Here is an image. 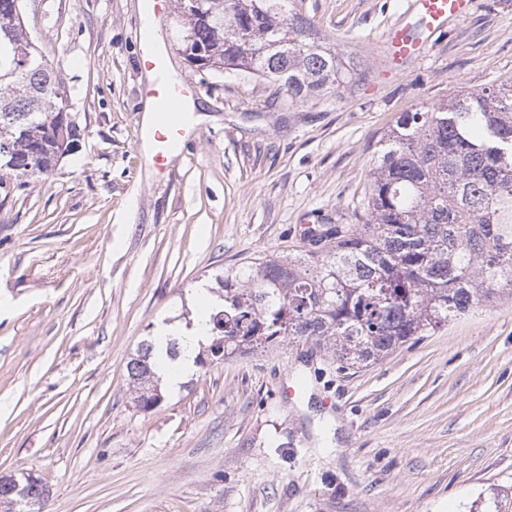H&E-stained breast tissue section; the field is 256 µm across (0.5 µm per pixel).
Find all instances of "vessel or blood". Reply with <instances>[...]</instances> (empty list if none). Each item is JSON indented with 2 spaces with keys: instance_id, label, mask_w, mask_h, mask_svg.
Wrapping results in <instances>:
<instances>
[{
  "instance_id": "1",
  "label": "vessel or blood",
  "mask_w": 512,
  "mask_h": 512,
  "mask_svg": "<svg viewBox=\"0 0 512 512\" xmlns=\"http://www.w3.org/2000/svg\"><path fill=\"white\" fill-rule=\"evenodd\" d=\"M472 0H408L404 16L391 25L385 36L388 56L387 68L402 72L410 63L421 57L430 38L444 33L449 20L467 16ZM141 56L145 67L162 70L163 55L153 43L151 29L139 35ZM192 89L179 81L160 80L149 85L145 93L154 102L152 122L144 131L151 145L148 163L158 171H165L177 158L191 137L184 103Z\"/></svg>"
}]
</instances>
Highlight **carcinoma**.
<instances>
[{
	"mask_svg": "<svg viewBox=\"0 0 512 512\" xmlns=\"http://www.w3.org/2000/svg\"><path fill=\"white\" fill-rule=\"evenodd\" d=\"M13 0H0V190L9 195L56 161L51 131L68 90L29 41ZM292 0H200L182 51L206 69H236L303 102L338 89L350 74L343 53L321 40ZM230 23L224 24L225 12ZM23 51L15 59L14 48ZM308 248L272 252L216 277L219 303L209 341L224 355L315 339L346 370L374 363L416 336L502 299H512V81L460 89L448 101L402 113L384 134L359 224H315ZM155 337L126 363L135 407L164 401ZM23 476L0 482V497ZM482 512H509L498 490Z\"/></svg>",
	"mask_w": 512,
	"mask_h": 512,
	"instance_id": "cac0c4a2",
	"label": "carcinoma"
}]
</instances>
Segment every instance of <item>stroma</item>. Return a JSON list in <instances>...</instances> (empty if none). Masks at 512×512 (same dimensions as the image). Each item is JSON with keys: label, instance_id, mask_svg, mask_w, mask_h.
Segmentation results:
<instances>
[{"label": "stroma", "instance_id": "obj_1", "mask_svg": "<svg viewBox=\"0 0 512 512\" xmlns=\"http://www.w3.org/2000/svg\"><path fill=\"white\" fill-rule=\"evenodd\" d=\"M143 0H27L80 137L0 204V475L40 512H469L512 489V300L350 370L314 340L194 367L137 410L126 363L229 266L300 245L304 217L352 224L401 112L512 79V0H473L424 56L382 73L407 0H295L355 65L304 103L201 70L167 0V70L207 119L163 172L139 132ZM15 479H16L15 482L13 481L11 483L10 482L2 483L0 480V497L2 496V498H5L7 496L8 497L10 496V497H16L17 500H21L17 496V493L10 494V492H12L15 489L16 483H17L20 485L21 488H27V490L30 494L36 495L38 497L39 501L41 499H43V497L45 495V491H46L44 484L41 483L40 486H36L35 484L29 483L27 477L24 474H22V477L20 479H17V478H15ZM20 495L22 498H24V500L27 502V505L29 507H32L38 501L37 498L26 495L25 492H22Z\"/></svg>", "mask_w": 512, "mask_h": 512}]
</instances>
